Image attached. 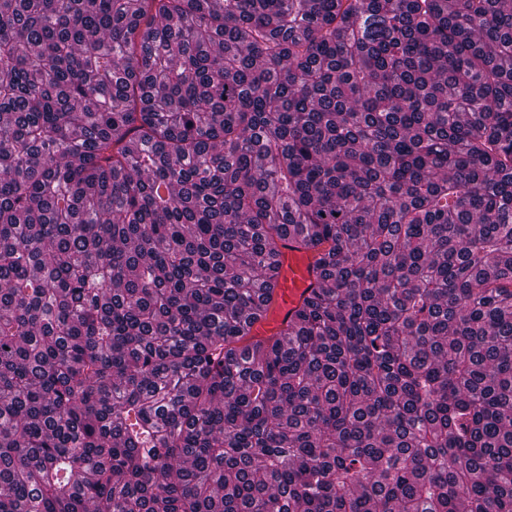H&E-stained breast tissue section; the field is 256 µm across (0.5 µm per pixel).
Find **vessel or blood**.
I'll return each mask as SVG.
<instances>
[{
  "mask_svg": "<svg viewBox=\"0 0 512 512\" xmlns=\"http://www.w3.org/2000/svg\"><path fill=\"white\" fill-rule=\"evenodd\" d=\"M278 271L273 302L266 314L253 323V337L271 336L279 332L294 310L316 286L313 253L297 248L292 242L279 246Z\"/></svg>",
  "mask_w": 512,
  "mask_h": 512,
  "instance_id": "obj_1",
  "label": "vessel or blood"
}]
</instances>
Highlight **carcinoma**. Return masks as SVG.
Returning <instances> with one entry per match:
<instances>
[{
	"label": "carcinoma",
	"mask_w": 512,
	"mask_h": 512,
	"mask_svg": "<svg viewBox=\"0 0 512 512\" xmlns=\"http://www.w3.org/2000/svg\"><path fill=\"white\" fill-rule=\"evenodd\" d=\"M0 512H512V0H0ZM277 261L272 305L263 317L253 323L248 337L273 336L279 332L303 298L316 287L312 252L297 248L289 240L283 241Z\"/></svg>",
	"instance_id": "carcinoma-1"
}]
</instances>
